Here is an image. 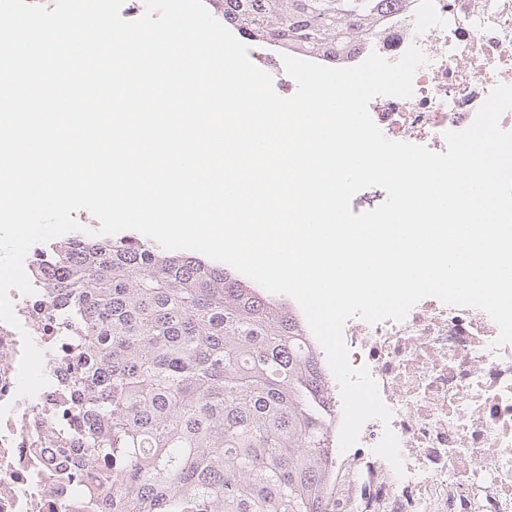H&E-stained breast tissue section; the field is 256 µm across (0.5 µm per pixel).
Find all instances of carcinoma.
Listing matches in <instances>:
<instances>
[{
  "label": "carcinoma",
  "instance_id": "carcinoma-1",
  "mask_svg": "<svg viewBox=\"0 0 512 512\" xmlns=\"http://www.w3.org/2000/svg\"><path fill=\"white\" fill-rule=\"evenodd\" d=\"M242 39L334 62L395 0H218ZM90 512H326L336 403L301 319L133 236L45 250Z\"/></svg>",
  "mask_w": 512,
  "mask_h": 512
}]
</instances>
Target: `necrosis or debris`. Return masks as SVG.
Instances as JSON below:
<instances>
[{"label": "necrosis or debris", "instance_id": "necrosis-or-debris-1", "mask_svg": "<svg viewBox=\"0 0 512 512\" xmlns=\"http://www.w3.org/2000/svg\"><path fill=\"white\" fill-rule=\"evenodd\" d=\"M417 45L427 62L412 97L373 98L369 113L384 136L445 151L443 134L468 127L491 89L512 85V0H401L377 32L348 53L398 60ZM21 328L0 322V512H86L75 482L63 480L47 443L70 398L64 355L47 288L10 290ZM43 350L47 386L17 394L22 332ZM349 362L367 367L390 425L367 420L355 445L337 452L341 512H512V343L482 310L428 297L401 322L349 319ZM396 434L405 469L397 477L374 452L385 428Z\"/></svg>", "mask_w": 512, "mask_h": 512}]
</instances>
